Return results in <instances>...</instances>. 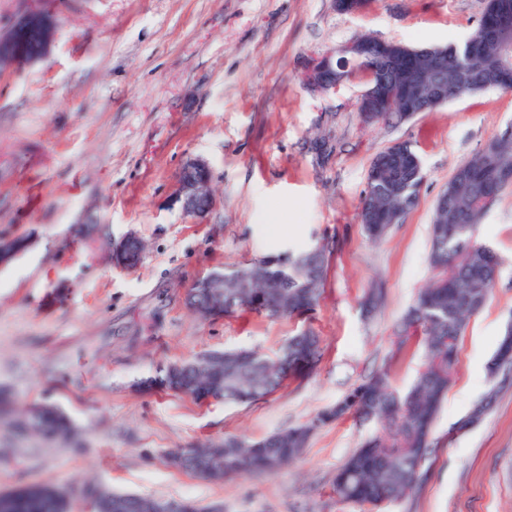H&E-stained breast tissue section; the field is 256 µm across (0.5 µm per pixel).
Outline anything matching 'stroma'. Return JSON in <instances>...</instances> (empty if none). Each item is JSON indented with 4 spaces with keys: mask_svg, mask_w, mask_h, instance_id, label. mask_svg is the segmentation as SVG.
Instances as JSON below:
<instances>
[{
    "mask_svg": "<svg viewBox=\"0 0 512 512\" xmlns=\"http://www.w3.org/2000/svg\"><path fill=\"white\" fill-rule=\"evenodd\" d=\"M485 0H0V34L30 11L54 39L38 61L0 70V238L29 248L0 266V388L19 408L54 403L82 452L19 440L0 425V492L26 481L70 489L98 480L121 492L188 498L224 512H512V373L486 365L512 321V188L478 240L506 263L459 342L419 491L371 510L340 502L334 476L375 432L343 416L317 430L274 475L216 484L172 466L168 451L227 435L258 440L332 407L389 368L405 390L420 352L395 353L393 332L431 279L435 200L455 169L512 123V91L468 95L399 124L365 123L359 81L307 89L309 56L369 35L448 46L477 27ZM412 142L426 174L417 205L379 243L358 219L372 158ZM191 158L213 171L204 219L173 200ZM129 234L146 251L134 270L112 254ZM327 247L326 280L307 319L254 314L203 321L184 297L199 276L277 252ZM385 301L364 315L374 281ZM321 338L313 373L249 405L199 403L135 383L160 364L209 350L274 353L303 327ZM476 427L453 426L490 388Z\"/></svg>",
    "mask_w": 512,
    "mask_h": 512,
    "instance_id": "stroma-1",
    "label": "stroma"
}]
</instances>
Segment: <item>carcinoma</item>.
<instances>
[{
	"label": "carcinoma",
	"mask_w": 512,
	"mask_h": 512,
	"mask_svg": "<svg viewBox=\"0 0 512 512\" xmlns=\"http://www.w3.org/2000/svg\"><path fill=\"white\" fill-rule=\"evenodd\" d=\"M45 29L35 19L12 31L14 45L29 57L42 49ZM417 66L438 67L448 75L457 96L474 93V79L501 70L497 43H462L419 50ZM467 176L452 175L445 189L448 208L434 210L430 229L429 265L435 271L394 330L397 352L415 341L425 362L410 389L401 394L386 369L363 380L335 407L305 425L274 432L258 441L227 437L178 451V466L214 482L238 474L274 475L306 448L313 431L347 414L373 422L380 430L365 438L343 462L335 478L339 501L378 506L399 501L417 489L427 460L436 420L458 364V345L469 321L484 307L496 281L488 277L493 248L477 241L488 209L481 204L486 185L512 172V137L493 136L466 162ZM425 180L414 146L402 141L372 159L367 188L358 213L366 237L381 242L391 227L402 223L414 206ZM326 252L315 247L297 254H269L240 268L214 271L193 289L187 306L203 319L232 317L249 310L270 317L301 316L315 309L323 286ZM501 337L487 371L491 378L512 369V357L503 353ZM320 358V338L311 329L288 337L272 355L249 350L211 351L190 360L170 362L141 380L147 390H163L203 401L212 394L226 402L253 403L279 389L290 377L310 375ZM496 392L490 390L481 408L470 407L459 428L482 421ZM16 437L66 439L72 431L69 417L53 405L38 404L16 416ZM83 489L97 501L98 512H155L156 498L117 492L104 483ZM65 487L30 481L0 492L6 504L0 512H71Z\"/></svg>",
	"instance_id": "1"
}]
</instances>
